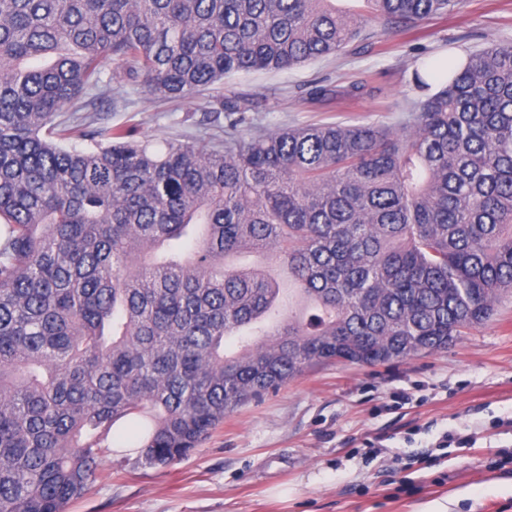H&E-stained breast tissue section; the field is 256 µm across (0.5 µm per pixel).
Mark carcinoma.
<instances>
[{"label": "carcinoma", "mask_w": 512, "mask_h": 512, "mask_svg": "<svg viewBox=\"0 0 512 512\" xmlns=\"http://www.w3.org/2000/svg\"><path fill=\"white\" fill-rule=\"evenodd\" d=\"M355 2L0 0V512H64L120 424L170 465L306 368L446 349L512 293V43L424 62L448 78L394 127L257 133L233 95L219 145L64 146L110 63L186 98L465 0Z\"/></svg>", "instance_id": "carcinoma-1"}]
</instances>
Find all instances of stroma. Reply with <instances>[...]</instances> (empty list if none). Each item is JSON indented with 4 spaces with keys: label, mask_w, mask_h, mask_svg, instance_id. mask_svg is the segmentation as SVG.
Here are the masks:
<instances>
[{
    "label": "stroma",
    "mask_w": 512,
    "mask_h": 512,
    "mask_svg": "<svg viewBox=\"0 0 512 512\" xmlns=\"http://www.w3.org/2000/svg\"><path fill=\"white\" fill-rule=\"evenodd\" d=\"M512 42V0H466L424 35L363 31L344 54L279 72L234 74L186 99H144L115 66L101 98L84 99L83 136L134 127L162 141L220 135L208 116L231 89L250 129L332 122L394 126L425 97L412 71ZM334 90L314 99V86ZM512 512V296L447 349L376 366L325 363L228 414L190 454L167 467L103 457L96 480L66 512Z\"/></svg>",
    "instance_id": "stroma-1"
}]
</instances>
